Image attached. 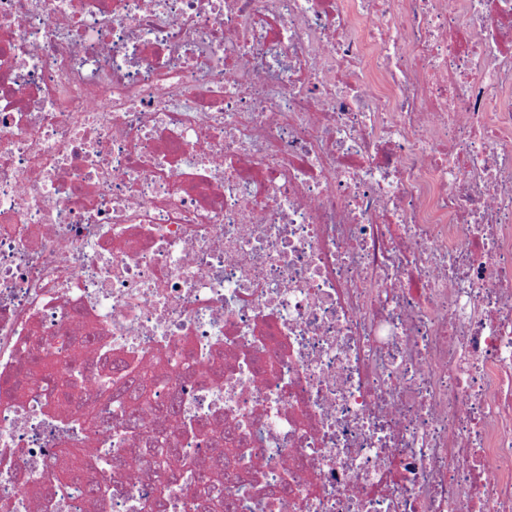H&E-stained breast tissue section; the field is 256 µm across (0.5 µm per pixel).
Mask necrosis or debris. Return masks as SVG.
Returning a JSON list of instances; mask_svg holds the SVG:
<instances>
[{
    "label": "necrosis or debris",
    "instance_id": "4bbe7bcc",
    "mask_svg": "<svg viewBox=\"0 0 512 512\" xmlns=\"http://www.w3.org/2000/svg\"><path fill=\"white\" fill-rule=\"evenodd\" d=\"M38 340L10 512L167 483L117 357L235 512H512V0H0L1 382Z\"/></svg>",
    "mask_w": 512,
    "mask_h": 512
}]
</instances>
